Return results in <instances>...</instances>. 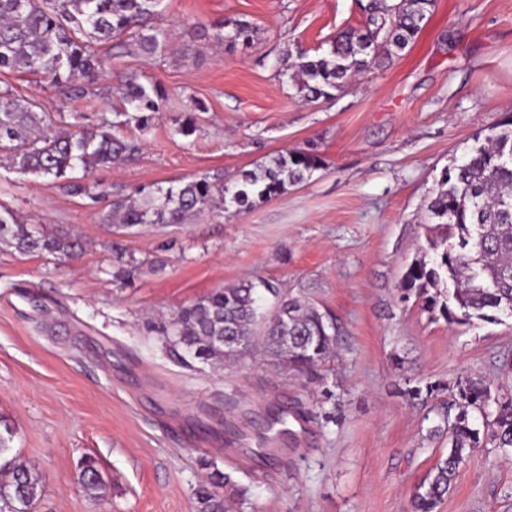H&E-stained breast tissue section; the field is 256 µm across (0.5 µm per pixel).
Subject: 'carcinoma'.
Here are the masks:
<instances>
[{
    "mask_svg": "<svg viewBox=\"0 0 512 512\" xmlns=\"http://www.w3.org/2000/svg\"><path fill=\"white\" fill-rule=\"evenodd\" d=\"M435 0H370L363 26L338 32L323 51L297 49L289 69L298 93L308 101L330 100L345 92L352 78L391 62L412 45L433 12ZM162 0H0V72L40 75L70 98L104 96L105 62L98 47L133 42L144 56L163 53L170 40L162 21ZM256 29L248 21L227 19L214 38L225 49L252 46ZM121 106L114 119L101 115L97 127L66 128L40 111L39 104L9 90L0 93V162L9 170L59 183L68 193L93 204H106L103 221L131 228L146 224H181L214 208L249 209L283 195L321 165L309 150L279 152L232 181L203 175L177 185H158L148 193L112 198L102 183L88 181L98 169L135 158L140 147L112 129L133 124L152 126L168 94L157 82L130 74L117 88ZM491 134L464 160L442 172L428 205L437 232L429 239L435 257L419 259L407 270L405 296L415 294L429 312L461 324L500 320L512 306V114L490 128ZM0 244L18 253L61 254L82 251L77 237L48 236L39 225L18 218L0 205ZM160 335L178 358L221 365L236 357L224 352L226 336H241L246 345L260 340L268 358L306 374L330 359L336 346V319L328 311L288 297L267 280L217 288L170 315ZM489 384L471 381L460 390L455 425L448 432V454L433 465L412 498L413 512H434L453 487L467 453L480 446L471 413L492 416L489 442L512 448V396L491 412ZM8 439L0 437V503L7 512H30L43 493L41 477L16 458H7ZM93 460L82 464L81 478L91 492L103 489ZM243 493L228 473L216 470L196 492L198 512H229L220 491Z\"/></svg>",
    "mask_w": 512,
    "mask_h": 512,
    "instance_id": "cac0c4a2",
    "label": "carcinoma"
}]
</instances>
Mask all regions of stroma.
Wrapping results in <instances>:
<instances>
[{
	"instance_id": "stroma-1",
	"label": "stroma",
	"mask_w": 512,
	"mask_h": 512,
	"mask_svg": "<svg viewBox=\"0 0 512 512\" xmlns=\"http://www.w3.org/2000/svg\"><path fill=\"white\" fill-rule=\"evenodd\" d=\"M367 2L165 0V55L105 54L112 87L135 72L169 95L150 128L119 130L138 158L94 173L113 195L205 174L230 180L316 146L322 167L287 195L118 230L87 199L0 167V204L84 243L74 260L0 245V436L43 481L30 512H196L215 469L245 489L237 512H410L448 452L432 429L458 385L483 379L512 394V318L451 324L400 291L428 251L442 171L512 113V0H436L400 58L332 101H305L287 50L362 26ZM228 17L256 27L251 48L231 54L202 36ZM3 89L36 98L57 122L81 112L85 127L119 103L68 100L24 73L0 74ZM190 112L196 131L177 134ZM117 246L130 276L116 274ZM257 279L335 314L333 361L309 376L251 354L187 367L146 328ZM278 411L287 430L266 455L258 435ZM89 458L104 484L95 494L79 480ZM435 512H512V450L471 452Z\"/></svg>"
}]
</instances>
